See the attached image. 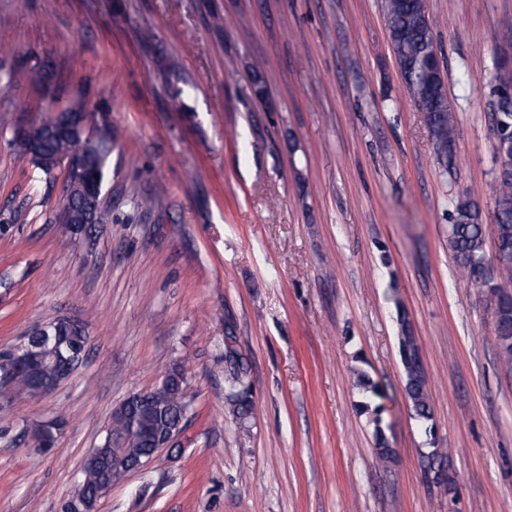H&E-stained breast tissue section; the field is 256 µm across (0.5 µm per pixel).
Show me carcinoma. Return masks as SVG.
<instances>
[{"label":"carcinoma","instance_id":"obj_1","mask_svg":"<svg viewBox=\"0 0 512 512\" xmlns=\"http://www.w3.org/2000/svg\"><path fill=\"white\" fill-rule=\"evenodd\" d=\"M382 8L389 31L390 49L400 67L405 87L425 114V122L433 144L436 159L452 160L454 134L457 124L448 98L442 93L444 76L427 69L428 59L438 60L433 36V24L426 10L425 0H383ZM12 85H26L34 89L45 86V74L40 65L19 64L6 73ZM77 149L72 139L48 142L46 152L51 155H69ZM166 188L159 183L152 193L135 199L137 208L152 210ZM475 192L458 200L450 216L448 248L463 276L481 294H489L492 305V326L505 367L512 370V173H497L494 207L490 225L493 226L494 252L486 254L487 225L481 219L477 204L471 200ZM398 344L404 370V389L414 415L423 422L432 420V404L428 382L413 362L419 350L416 337L404 320H399ZM55 352L43 353L37 365H17L0 361V376L17 380L30 390L35 389V377L55 375ZM246 374L244 367L233 364L227 373L229 386L227 402L233 414L241 421L251 414L252 404L246 389L240 388ZM186 380L183 371L172 368L165 382L152 391L125 402L113 412L103 443L93 449L84 462L81 482L87 497H93L95 487L106 480L117 483L130 472L134 459L150 455L156 446V436L176 427L182 420L183 408L188 406L184 393ZM377 457L391 458L388 440L374 419ZM60 420L50 419L33 428L42 437L43 447L53 448Z\"/></svg>","mask_w":512,"mask_h":512}]
</instances>
